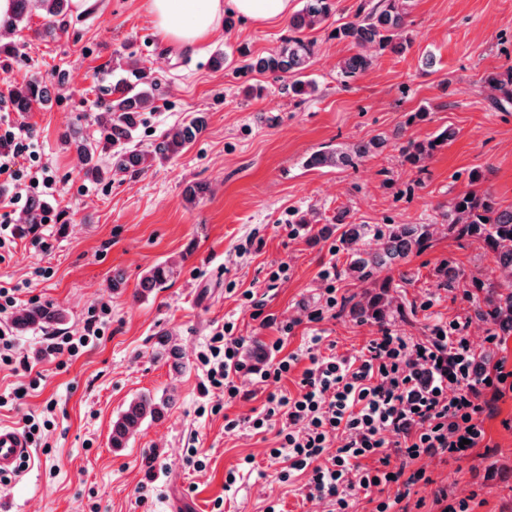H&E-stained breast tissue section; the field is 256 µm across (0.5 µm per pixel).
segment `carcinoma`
Instances as JSON below:
<instances>
[{
  "mask_svg": "<svg viewBox=\"0 0 512 512\" xmlns=\"http://www.w3.org/2000/svg\"><path fill=\"white\" fill-rule=\"evenodd\" d=\"M408 0H363L354 19L336 24L333 36L350 47V55L338 64V74L343 84L372 69L375 58L369 52L373 46L380 51L400 54L406 49L403 39ZM42 14L45 29L63 33L67 30L70 0H13V12L3 23L15 27L32 11ZM333 15L332 0H302V7L288 21V36L279 49L266 55L249 59L245 68L260 74H269L283 82L288 97L305 102L315 96L318 85L307 75L315 56V42L305 36L326 22ZM123 77L108 89L112 99L104 103L97 115L99 138L92 140L78 130L62 134L64 146L74 151L82 162L83 177L92 182L110 179L118 174L135 175L143 172L152 162L167 161L185 150L204 131L206 119L197 112L184 121L165 129L151 144L148 151L134 147L141 116L156 108L161 100L159 81L136 58H129L122 68ZM485 84L499 92L495 104L500 109L512 104V69L503 73L492 72L485 77ZM50 80L38 75L13 89V104L18 112H31L50 101ZM456 137L451 127L441 128L423 141L408 140L402 146V157L413 167H421L426 160L443 150ZM388 139L382 135L367 142L354 144L350 151L338 153L321 149L312 153L306 166L314 169L336 168L352 165L370 157L383 148ZM440 225L448 238L469 240L478 244L483 254L491 257L503 272L497 280H472L479 289L483 305L474 311L480 319H495L501 336L512 335V207H504L490 190H469L456 195L448 208L439 211ZM334 226L344 252V273L367 288L364 300L346 298L341 311L361 322L373 321L382 326L394 316L404 319L407 311L403 304L395 303L391 294L395 288L410 283L407 274L400 282L379 278V273L396 262L407 263L433 246L436 228L432 224H356L345 207L336 210ZM373 238L376 248L365 249L363 242ZM175 267L168 262L150 266L141 277L136 296L143 297L167 287L174 279ZM441 288L453 289L463 279V271L452 262L440 265L436 272ZM65 320L62 310L51 304L30 305L13 316V326L19 332L49 329ZM157 355L174 359L180 371L188 368L182 361L180 349L172 344V337L165 333L158 336ZM173 403V397L160 398L141 393L133 398L112 421L110 443L114 448H125L139 432L142 424L161 419Z\"/></svg>",
  "mask_w": 512,
  "mask_h": 512,
  "instance_id": "obj_1",
  "label": "carcinoma"
}]
</instances>
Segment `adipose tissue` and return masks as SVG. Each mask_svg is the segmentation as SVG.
<instances>
[{
  "label": "adipose tissue",
  "instance_id": "obj_1",
  "mask_svg": "<svg viewBox=\"0 0 512 512\" xmlns=\"http://www.w3.org/2000/svg\"><path fill=\"white\" fill-rule=\"evenodd\" d=\"M292 0H145L157 33L164 41L182 48L219 32L225 10L231 9L255 21L282 20Z\"/></svg>",
  "mask_w": 512,
  "mask_h": 512
}]
</instances>
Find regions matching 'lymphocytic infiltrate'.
<instances>
[{
    "label": "lymphocytic infiltrate",
    "instance_id": "obj_1",
    "mask_svg": "<svg viewBox=\"0 0 512 512\" xmlns=\"http://www.w3.org/2000/svg\"><path fill=\"white\" fill-rule=\"evenodd\" d=\"M38 156L36 143L20 129H0V180L16 188L0 213V250L14 237L12 211L27 209L32 193L56 189L47 172L31 189L20 188L28 162ZM471 324L459 316L418 340L384 327L357 358L323 354L320 337H312L299 393L269 394L263 411L247 420L254 430L280 422V443L271 455L285 457L287 465L277 479L306 475L308 500L325 502L329 512H349L359 494L385 489L393 479L409 486L425 480L420 460L462 458L482 447L485 420L512 392V369L475 350ZM233 329L225 323L200 357L210 385L230 399L240 393L233 377L245 369L244 340Z\"/></svg>",
    "mask_w": 512,
    "mask_h": 512
}]
</instances>
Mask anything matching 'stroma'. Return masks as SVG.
<instances>
[{
  "label": "stroma",
  "mask_w": 512,
  "mask_h": 512,
  "mask_svg": "<svg viewBox=\"0 0 512 512\" xmlns=\"http://www.w3.org/2000/svg\"><path fill=\"white\" fill-rule=\"evenodd\" d=\"M65 34L45 30L32 14L8 33L19 53L0 55V77L19 86L31 76H64L50 104L31 112H10L9 120L38 144L58 192L47 198L51 220L37 232L20 233L0 257V285L18 287V305L52 304L69 319L63 335H79L88 321L101 339L78 356L44 358L50 333L18 337V355L0 365V394L27 389L16 404L0 407V424L20 427L23 419L47 422L31 450L28 468L0 479V512H325L305 499L304 476L289 482L275 476L284 462L272 458L276 428L252 431L243 418L260 413L271 392L297 394L309 360L311 337L360 355L378 332L376 324L349 315L310 320L324 303L321 270L343 264L338 239L326 231L337 207L360 224H430L459 193L470 190L469 174L485 173V185L500 204L512 206V105L491 104L493 90L482 77L512 68V0H409L402 54L378 55L377 64L348 85L336 77L348 53L329 36V27L309 31L315 57L309 74L319 86L312 101L298 106L269 75L214 68L221 52L263 55L288 34L287 21L237 18L230 36L205 38L192 49L159 37L143 0H95L70 13ZM144 62L159 78L164 98L145 113L136 142L148 149L156 134L191 113H204V133L179 156L94 184L81 175L74 152L61 134L78 125L98 138L94 117L101 90L127 55ZM432 66H425V58ZM261 96H246L247 86ZM429 107L428 120L408 125L410 113ZM455 140L418 169L405 163L403 139L423 140L441 127ZM385 135L382 151L349 167L311 169L314 151ZM205 188L195 204L187 185ZM314 216L303 224V214ZM466 276L496 278L491 258L466 241L437 235L431 249L403 269L388 270L411 282L401 291L417 304L415 318L392 320L391 328L419 338L446 323L465 306L459 291L438 288L435 268L445 261ZM177 267L168 288L135 297L143 271L158 262ZM280 280L270 274L278 266ZM125 285L112 290L114 272ZM253 292L246 302L244 292ZM246 342L270 346L283 339V354H297L294 368L267 386L242 376L237 398L208 389L196 356L225 323ZM290 326L282 335V326ZM177 340L192 368L172 371L156 356L159 332ZM37 389H30L32 379ZM177 393L161 420L146 422L128 447L111 448L112 419L133 395ZM239 420L227 430L226 419ZM488 449L464 460L424 461L431 484L410 487L404 503L420 512H439L437 487L470 496L472 512H506L512 504V396L485 423ZM197 449L199 465L187 461ZM234 484H227L228 474Z\"/></svg>",
  "instance_id": "stroma-1"
}]
</instances>
